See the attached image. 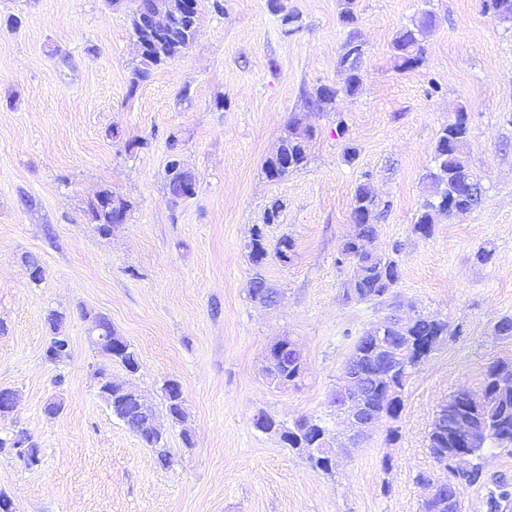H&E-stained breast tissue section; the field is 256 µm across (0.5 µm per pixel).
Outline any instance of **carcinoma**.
<instances>
[{
  "instance_id": "obj_1",
  "label": "carcinoma",
  "mask_w": 512,
  "mask_h": 512,
  "mask_svg": "<svg viewBox=\"0 0 512 512\" xmlns=\"http://www.w3.org/2000/svg\"><path fill=\"white\" fill-rule=\"evenodd\" d=\"M482 12L492 15L502 23L512 24V0H481ZM338 21L348 29L341 46L338 68L342 81L323 96L324 87L310 93L305 98L309 107L329 104L339 98L357 96L363 84L362 66L365 55L364 44L359 40L356 25L358 23L357 0H338ZM131 25L134 33L136 64L132 71L131 89L149 79L153 72L171 60L180 56L196 42L198 33L189 26L187 19L175 17L170 20L166 30L158 33L139 23V16L133 15ZM432 26V15L424 11L402 28L392 39L390 54L394 68L409 71L420 67L425 62V38ZM297 117L288 121L286 134L281 136L276 150L263 164V173L270 180H279L289 173L306 165L312 133H301ZM469 136L467 109H457L453 120L440 130L433 152V166L425 175L429 194L420 206L412 225V232L428 237L433 231L435 215H453L477 207L484 196L485 188L481 180L471 169L467 155ZM130 204L108 189L100 191L96 199L88 204L87 217L96 225L99 233L107 235L112 231V214L121 211L129 214ZM386 209L377 199L370 184L359 183L352 198V231L342 240L336 257L340 267H356V275L344 288L343 298L347 302H384L393 296L399 281V268L395 260L379 256L368 251L364 242L374 238L378 224L385 216ZM250 258L254 272L248 282V293L252 300L272 306L277 302V292L270 288L262 273L263 264L269 255L280 260H287L294 248V240L288 235L282 236L275 244L268 243L262 229H257L249 244ZM120 345L119 352L111 362L122 365L129 373L139 370V357L135 350L116 334L111 323L103 316L95 317ZM47 321L55 330L54 336L46 348V357L52 362L68 354L70 339L59 327L64 321L63 313L50 310ZM397 335L403 337V358L411 363L419 359L424 363L448 338L451 337L448 321L435 315L418 314L411 322L401 326ZM383 352L370 334L366 333L355 342L350 357L364 368L382 369L383 388L394 387L398 392H405L413 372L407 370L391 371V367L382 365ZM302 373V365H295L285 357L269 350L264 374L270 383L284 386L295 381ZM163 405L168 421L176 426L185 423L187 411L185 401L180 399V392L175 387L163 385ZM454 397L461 401L460 413L469 418L481 433L483 447L512 449V360L498 359L491 362L483 373L481 386L477 390L460 389ZM112 416L119 420L130 432L138 436L150 448L157 465L169 466L172 460L171 449L162 439L149 440L148 424L157 420L153 407L144 410L137 401L136 390L124 384L112 383V396L108 397ZM371 410L383 413V416L399 419L404 400L392 405L381 398L370 400ZM256 429L267 432L270 429L282 431V441L287 446L300 452L308 448H320L329 438V431L319 419H306L301 425L284 427L265 414L258 415L254 422ZM27 433L19 432V438H0V448L7 446L19 449L27 465L34 467L40 463L37 446L29 442V450H20L22 440ZM428 448L435 461L445 466L448 449L458 445L453 431V420L441 427H432L428 431ZM482 454H477L478 462L470 471L448 472L445 475L448 487L443 497L426 498L421 503L420 512H448V497L455 498L453 512H460L463 489L475 484L482 472Z\"/></svg>"
}]
</instances>
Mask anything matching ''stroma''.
<instances>
[{
	"mask_svg": "<svg viewBox=\"0 0 512 512\" xmlns=\"http://www.w3.org/2000/svg\"><path fill=\"white\" fill-rule=\"evenodd\" d=\"M284 3L301 16L289 35L268 0H223L220 11L200 0L196 43L134 89V0H0V388L19 393L0 436L26 430L41 457L29 468L0 450V492L16 512H420L418 473L441 471L427 446L439 406L477 388L492 361L512 359V338L492 331L512 316V26L484 15L480 0H358L362 90L312 110L306 93L340 79L346 31L337 0ZM425 8L426 61L396 71L390 41ZM461 106L485 194L421 238L411 228L422 177ZM295 114L316 130L309 162L268 180L262 164ZM172 134L196 179L194 196L176 204L165 190ZM366 174L389 205L371 248L399 265L397 301L447 319L452 335L418 368L399 420H380L353 446L330 395L355 340L389 312L344 302L353 270L336 265ZM103 189L131 205L106 237L86 216ZM274 198L284 209L267 224ZM258 228L268 243L295 242L288 260L265 264L280 292L273 307L248 294ZM482 248L493 252L485 264ZM29 256L44 268L41 284L29 280ZM51 309L65 313L71 340L59 363L45 356ZM91 312L136 350L137 373L90 345ZM282 337L303 369L275 387L262 368ZM103 367L155 404L164 379L180 382L194 446L168 431L170 468L113 418L96 386ZM56 399L63 410L48 416ZM262 412L288 424L322 419L338 437L332 472L258 431ZM482 466L461 512H490L497 480L512 486V453L490 449Z\"/></svg>",
	"mask_w": 512,
	"mask_h": 512,
	"instance_id": "35a3bbf8",
	"label": "stroma"
}]
</instances>
